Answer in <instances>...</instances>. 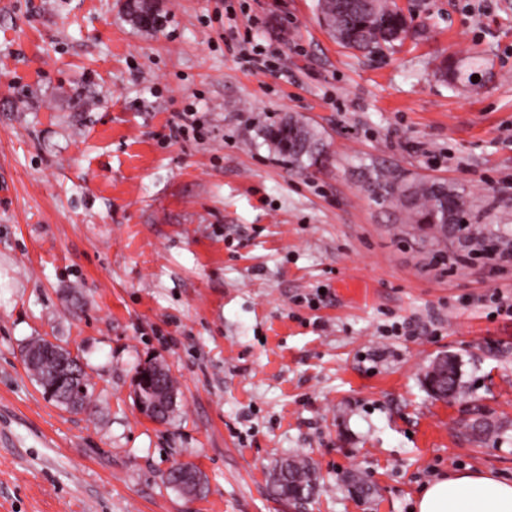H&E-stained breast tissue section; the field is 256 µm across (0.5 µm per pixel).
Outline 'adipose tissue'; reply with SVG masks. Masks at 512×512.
Here are the masks:
<instances>
[{
	"mask_svg": "<svg viewBox=\"0 0 512 512\" xmlns=\"http://www.w3.org/2000/svg\"><path fill=\"white\" fill-rule=\"evenodd\" d=\"M417 512H512V480L466 471L426 484Z\"/></svg>",
	"mask_w": 512,
	"mask_h": 512,
	"instance_id": "ef3b65f1",
	"label": "adipose tissue"
}]
</instances>
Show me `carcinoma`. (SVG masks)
I'll return each mask as SVG.
<instances>
[{
  "instance_id": "1",
  "label": "carcinoma",
  "mask_w": 512,
  "mask_h": 512,
  "mask_svg": "<svg viewBox=\"0 0 512 512\" xmlns=\"http://www.w3.org/2000/svg\"><path fill=\"white\" fill-rule=\"evenodd\" d=\"M363 0H317L318 14L321 15L329 34L343 47L364 53H371L383 46L405 38L409 26L406 16L398 8L395 0H373V18L365 16ZM125 11L136 25L147 28L155 22V14L148 0H126ZM264 140L279 155L288 158L292 164L305 161L314 166L323 152V141L316 131L303 119L289 115L277 124L265 129ZM371 195L378 201L398 208L407 224H419L443 207L431 180L404 181L392 170H381L374 174L369 183ZM448 206L458 217V223L439 225L433 241L440 244L452 233L464 227L468 229V239L477 249L488 246L491 230L485 226L466 224L468 201L453 185L444 187ZM33 376L44 392L54 397V401L65 407V399L75 396L81 406L87 405V383L83 368L76 367L77 377L59 388L55 387L57 361L53 356H44L29 361ZM432 389L439 398L455 397L463 394L456 363L451 359L442 360L433 368ZM508 422L501 421L492 427L478 432L465 431L469 440L482 443L505 430ZM286 467L274 470L273 491L297 503L309 499L318 489V477L312 464L300 458L285 460Z\"/></svg>"
}]
</instances>
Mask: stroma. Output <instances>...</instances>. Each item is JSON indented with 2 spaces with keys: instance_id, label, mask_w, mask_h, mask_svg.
<instances>
[{
  "instance_id": "1",
  "label": "stroma",
  "mask_w": 512,
  "mask_h": 512,
  "mask_svg": "<svg viewBox=\"0 0 512 512\" xmlns=\"http://www.w3.org/2000/svg\"><path fill=\"white\" fill-rule=\"evenodd\" d=\"M398 2L406 39L364 55L317 0H156L149 31L125 0H0V512H295L269 484L292 456L320 481L305 512H415L454 472L512 478V430L462 433L476 405L512 420V317L478 301L512 293V0ZM183 112L200 138H170ZM288 113L320 131L316 166L267 147ZM384 168L453 184L498 249L432 246L372 198ZM37 338L78 356L88 409L43 393ZM446 356L456 400L425 383ZM148 361L178 388L165 423L135 398ZM179 462L200 497L166 484Z\"/></svg>"
}]
</instances>
